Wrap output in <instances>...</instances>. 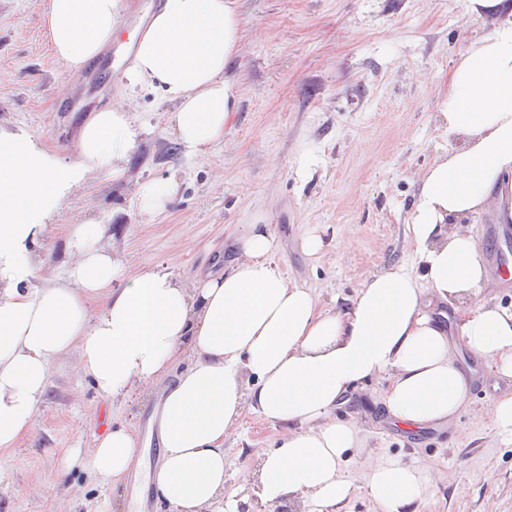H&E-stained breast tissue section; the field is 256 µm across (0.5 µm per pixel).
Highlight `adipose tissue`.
Listing matches in <instances>:
<instances>
[{
  "instance_id": "1",
  "label": "adipose tissue",
  "mask_w": 512,
  "mask_h": 512,
  "mask_svg": "<svg viewBox=\"0 0 512 512\" xmlns=\"http://www.w3.org/2000/svg\"><path fill=\"white\" fill-rule=\"evenodd\" d=\"M123 0H48L56 59L77 71L111 43ZM491 15L492 31L453 59L439 113L451 143L420 178L407 237L422 272L405 262L367 277L350 308L323 309L311 289L273 261L267 225L253 224L222 271L185 281L157 265L124 273L101 244L107 227L67 228V270L39 279L32 248L67 193L89 173L123 180V166L147 133L120 106L81 126L78 158L64 164L27 138L0 135V451L34 429L54 362L78 353V371L117 398L164 379L182 353L192 357L152 418L162 448L151 476L169 512H240L224 479V440L251 410L280 424L276 447L258 451L243 476L262 504L310 500L318 512L350 500L340 467L358 441L337 421L338 400L358 383L386 376L382 401L396 423L415 428L451 420L469 393L433 304L457 313L463 345L512 376V308L472 298L490 276L464 220L497 210L512 185V0H469ZM241 39L237 0H163L124 72L125 88L161 89L175 102L170 122L187 154L206 152L234 118L228 69ZM100 299L97 310L86 301ZM252 376L245 387L244 376ZM138 436L118 426L88 453L89 472L119 486ZM369 495L381 512H416L419 471L396 459L370 464Z\"/></svg>"
}]
</instances>
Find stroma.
<instances>
[{
    "instance_id": "stroma-1",
    "label": "stroma",
    "mask_w": 512,
    "mask_h": 512,
    "mask_svg": "<svg viewBox=\"0 0 512 512\" xmlns=\"http://www.w3.org/2000/svg\"><path fill=\"white\" fill-rule=\"evenodd\" d=\"M160 2L125 0L100 67L68 72L48 40V0H0L1 134L29 137L66 163L76 157L82 123L106 106L129 105L151 129L127 161L125 180L90 176L69 192L33 247L41 276L62 273L64 228L86 219L109 225L102 244L126 271L161 263L187 279L235 258L249 225H267L283 272L333 310L349 306L372 272L410 259L406 219L418 180L449 148L438 119L448 68L470 38L492 30L493 18L471 14L468 0H238L236 115L221 143L189 156L169 123L173 103L158 89L127 100L123 72L132 56L113 53L148 27ZM309 153L317 162L298 177ZM171 176L176 200L159 214L141 211L138 184ZM495 229L488 215L476 217L492 274L475 299L511 308L512 274L496 272ZM309 231L322 240L314 255L301 247ZM351 233L357 243L348 248ZM453 352L470 392L452 420L399 429L381 403L382 377L359 383L337 406V420L356 425L358 444L342 464L357 491L336 512H380L366 476L381 457L421 470L418 512H512V444L491 419L494 399L512 394V377L461 342ZM76 365L73 351L55 362L33 432L0 452V512H136L135 488L159 462L150 420L165 386L113 402ZM120 423L136 430L139 448L119 487L79 466L63 470L64 449L94 447ZM279 434V425L244 414L224 442L228 487L250 494L242 482L249 453L275 447Z\"/></svg>"
}]
</instances>
